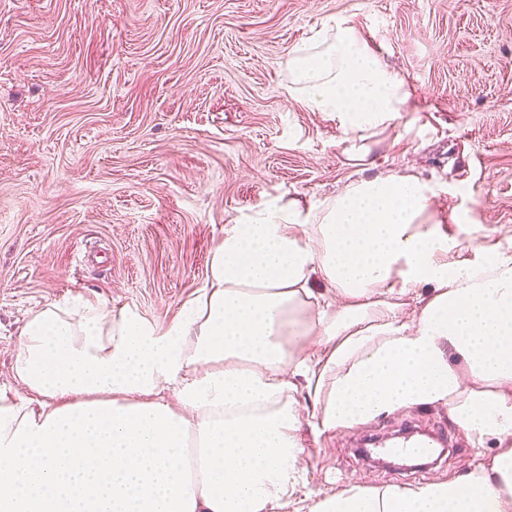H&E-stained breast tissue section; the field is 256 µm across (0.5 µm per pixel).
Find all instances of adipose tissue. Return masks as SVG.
I'll list each match as a JSON object with an SVG mask.
<instances>
[{"instance_id": "adipose-tissue-1", "label": "adipose tissue", "mask_w": 512, "mask_h": 512, "mask_svg": "<svg viewBox=\"0 0 512 512\" xmlns=\"http://www.w3.org/2000/svg\"><path fill=\"white\" fill-rule=\"evenodd\" d=\"M335 114L349 166L411 109L402 74L344 18L288 61ZM411 174L316 207L270 199L225 225L206 286L164 330L84 302L19 333L0 389V512H288L316 436L448 408L481 455L423 485L308 492L297 512H512V254L448 262Z\"/></svg>"}]
</instances>
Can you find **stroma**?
Returning <instances> with one entry per match:
<instances>
[{
  "mask_svg": "<svg viewBox=\"0 0 512 512\" xmlns=\"http://www.w3.org/2000/svg\"><path fill=\"white\" fill-rule=\"evenodd\" d=\"M336 17L412 93L409 129L363 171L335 116L288 94L290 51ZM390 173L435 189L451 259L512 253V0H0V384L33 312L79 297L166 326L225 225ZM415 424L449 435L429 467L355 448ZM304 443L306 487L329 494L445 480L477 455L432 406Z\"/></svg>",
  "mask_w": 512,
  "mask_h": 512,
  "instance_id": "obj_1",
  "label": "stroma"
}]
</instances>
